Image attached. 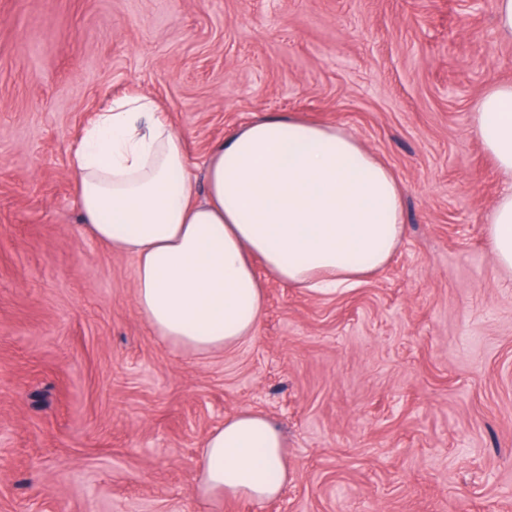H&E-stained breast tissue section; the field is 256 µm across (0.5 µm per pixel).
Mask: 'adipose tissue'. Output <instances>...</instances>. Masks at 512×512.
<instances>
[{
	"instance_id": "1",
	"label": "adipose tissue",
	"mask_w": 512,
	"mask_h": 512,
	"mask_svg": "<svg viewBox=\"0 0 512 512\" xmlns=\"http://www.w3.org/2000/svg\"><path fill=\"white\" fill-rule=\"evenodd\" d=\"M472 124L512 172V83L484 92ZM70 170L86 233L134 261L138 313L197 356L255 333V261L290 286L335 291L387 265L405 232L392 171L341 126L292 114L237 127L199 177L158 102L127 94L97 113ZM486 229L495 261L512 270V192ZM199 470L201 497L275 498L288 481L283 434L266 415L238 411L204 438Z\"/></svg>"
}]
</instances>
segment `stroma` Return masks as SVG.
<instances>
[{
    "label": "stroma",
    "instance_id": "35a3bbf8",
    "mask_svg": "<svg viewBox=\"0 0 512 512\" xmlns=\"http://www.w3.org/2000/svg\"><path fill=\"white\" fill-rule=\"evenodd\" d=\"M495 0H0V512H269L209 501L204 437L286 439L290 512H512V176L471 112L512 82ZM161 102L191 161L240 124L344 127L395 175L406 233L347 290L261 277L254 337L200 358L134 304L69 167L113 99ZM486 229L495 261L512 270V192L500 196L488 214Z\"/></svg>",
    "mask_w": 512,
    "mask_h": 512
}]
</instances>
